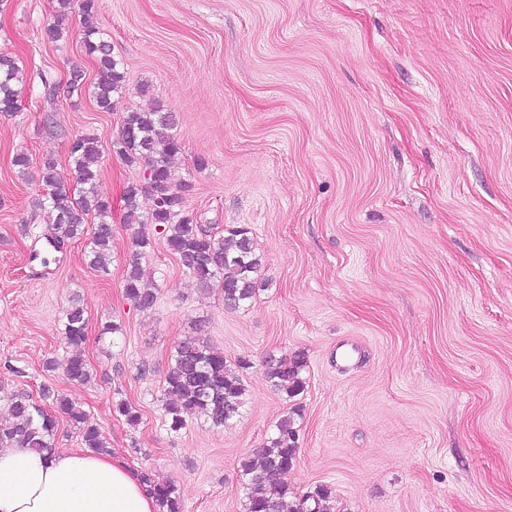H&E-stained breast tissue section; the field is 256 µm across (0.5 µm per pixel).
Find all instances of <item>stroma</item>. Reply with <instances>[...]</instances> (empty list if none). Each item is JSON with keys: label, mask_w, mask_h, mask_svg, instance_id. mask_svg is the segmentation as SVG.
<instances>
[{"label": "stroma", "mask_w": 512, "mask_h": 512, "mask_svg": "<svg viewBox=\"0 0 512 512\" xmlns=\"http://www.w3.org/2000/svg\"><path fill=\"white\" fill-rule=\"evenodd\" d=\"M80 4L0 0V56L27 75L18 110L0 112V421L13 394L65 395L132 470L174 481L184 512H244L239 463L290 406L265 360L301 351L295 497L323 484L336 512H512V0H95L126 75L114 112L86 93L43 100L40 72L98 78ZM157 106L177 116L189 212L251 231L247 308L200 288L154 229L141 264L156 304L124 292L137 227L122 196L146 165L113 143L121 111ZM76 134L104 148L106 277L86 239L52 250L33 215L45 159L73 183ZM74 299L86 383L45 366L73 352ZM112 322L121 334L104 333ZM197 334L249 360L246 404L226 427L193 417L175 432L164 380ZM88 318L77 303H72L66 313L64 338L70 346L79 347L87 339Z\"/></svg>", "instance_id": "35a3bbf8"}]
</instances>
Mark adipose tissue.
Wrapping results in <instances>:
<instances>
[{
	"label": "adipose tissue",
	"mask_w": 512,
	"mask_h": 512,
	"mask_svg": "<svg viewBox=\"0 0 512 512\" xmlns=\"http://www.w3.org/2000/svg\"><path fill=\"white\" fill-rule=\"evenodd\" d=\"M0 512H159L119 457L82 450L0 451Z\"/></svg>",
	"instance_id": "adipose-tissue-1"
}]
</instances>
